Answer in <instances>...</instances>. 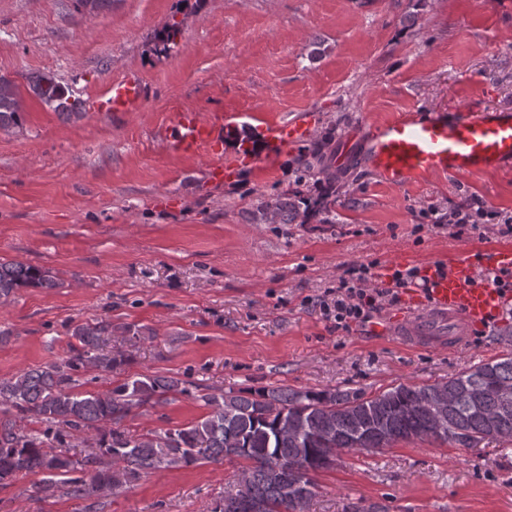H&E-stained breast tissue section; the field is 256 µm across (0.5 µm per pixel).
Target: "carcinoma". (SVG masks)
Here are the masks:
<instances>
[{
  "label": "carcinoma",
  "mask_w": 512,
  "mask_h": 512,
  "mask_svg": "<svg viewBox=\"0 0 512 512\" xmlns=\"http://www.w3.org/2000/svg\"><path fill=\"white\" fill-rule=\"evenodd\" d=\"M93 16L112 0H74ZM30 90L45 106L68 117L82 105L54 74L30 81ZM18 85L0 75V129L20 124ZM327 170L324 186L334 190L347 170H329L325 156L295 158L301 174L312 160ZM328 194L307 197L300 192L261 201L260 219L272 224H306L326 211ZM50 272L20 262L0 261V298L21 287L51 288ZM112 321L95 318L76 325L70 355L0 379V482L19 473L43 474L40 491L59 484L77 498L97 494L95 483L120 488L160 468L200 461L222 463L241 459L235 490L224 494L213 512H292L282 485L308 486L306 502L316 496L312 474L336 462L333 448L363 452L401 441L419 440L476 448L484 441L512 439V402L496 398V386L512 387V352L480 361L434 384H400L368 396L362 390H293L263 388L204 394L210 412L183 428L132 434L118 427L132 410L159 404L169 396L189 395L199 385L167 376L129 377L104 392L82 391L79 372L88 368L109 374L123 364L121 354H104ZM46 425L31 431L26 421ZM83 437L91 451L76 458L63 450L66 438Z\"/></svg>",
  "instance_id": "carcinoma-1"
}]
</instances>
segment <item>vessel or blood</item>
<instances>
[{"label": "vessel or blood", "instance_id": "b4317fda", "mask_svg": "<svg viewBox=\"0 0 512 512\" xmlns=\"http://www.w3.org/2000/svg\"><path fill=\"white\" fill-rule=\"evenodd\" d=\"M143 98L142 79L129 73L92 96L88 108L93 112H134ZM317 126V116L312 112L252 126V138L265 147L260 161H274L288 148L310 140ZM238 128L235 115L217 113L203 118L187 110L173 114L165 140L181 155L209 156L210 179L229 183L252 160L248 154L224 153L225 137ZM346 144L364 147L372 170L393 185L404 186L436 175L478 176L512 166V113L489 109L412 112L383 124H357ZM421 274L426 283L414 294L418 306L414 321L399 326L379 322L372 325L373 333H397L416 342L444 322L449 326L448 345L454 348L503 305L498 289L476 277L471 260L454 261L441 270L429 264Z\"/></svg>", "mask_w": 512, "mask_h": 512}]
</instances>
